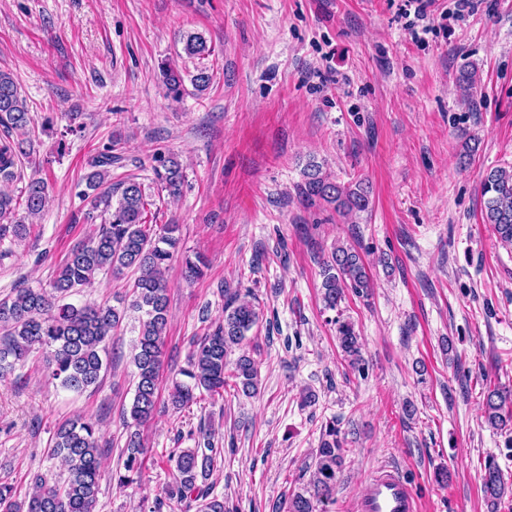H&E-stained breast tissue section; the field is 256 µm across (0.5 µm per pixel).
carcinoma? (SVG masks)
<instances>
[{
  "label": "carcinoma",
  "mask_w": 512,
  "mask_h": 512,
  "mask_svg": "<svg viewBox=\"0 0 512 512\" xmlns=\"http://www.w3.org/2000/svg\"><path fill=\"white\" fill-rule=\"evenodd\" d=\"M184 51L198 59L210 54L206 39L189 34ZM161 81L173 99L184 91L182 74L168 62L161 63ZM478 69L467 62L460 71L459 88L464 96L477 81ZM0 127L7 140L0 141V182L22 179L18 162L31 155V115L26 100L10 74L0 71ZM123 157L108 142L89 162L91 171L85 189L79 192L90 203L87 218L100 211L101 222L94 233L69 251L49 288H16L14 295L0 299V375L26 360L31 352L45 349L50 354L51 377L61 388L82 393L98 386L107 369V340L121 326L127 310L141 314L138 334L131 358L135 367V391L130 409L122 411L127 433L116 469L111 479L120 489L141 481L145 459L139 428L154 416L162 385L163 354L169 322L168 283L165 272L179 256L181 238L178 224L146 223V200L143 183L128 178L105 185L108 169L121 164ZM152 182L169 197L182 194L185 184L183 168L177 158L158 151L152 156ZM297 185L301 202L308 207L328 206L338 216L347 218L364 213L371 205L369 185L359 181L345 184L323 171L312 160L302 172ZM480 194L484 203L483 223L491 225L500 241L512 244V168L492 169L483 176ZM28 216L36 218L48 204V185L32 179L23 191ZM19 201L8 192H0V220L13 218ZM186 277L199 278L206 262L199 254L182 256ZM137 273L130 303H103L76 306L65 298L90 283L101 271L118 276L124 271ZM321 298L324 309L336 311L347 294L369 295L372 288L368 269L355 250L338 246L322 267ZM259 321L256 307L249 301L233 297L224 303L222 320L210 324L193 339L187 367L180 370L184 381L175 380L169 391L173 408L183 409L207 393L215 395L227 385L226 372L233 377L244 395L257 394L258 367L250 353L244 351L230 359L233 348L242 345L247 333ZM336 339L352 369L365 370L359 336L353 324L334 320ZM509 396L498 389L486 397L487 420L503 430L512 422V409L506 408ZM202 439L193 448H175L165 465L171 481L155 498L151 512H162L173 504L196 503L198 512H233L224 497L214 494L208 480L224 464V449L215 447V434L199 428ZM347 449L338 437L336 421L327 424L315 455L309 486L278 502L273 512H326L336 486ZM51 453L62 459L64 473L54 480L34 475L32 493L17 501L12 484L0 482V512H95L102 479L105 450L96 425L82 418L65 421L54 434ZM484 493L492 500L505 493L503 474L494 459L486 461L482 476Z\"/></svg>",
  "instance_id": "obj_1"
}]
</instances>
